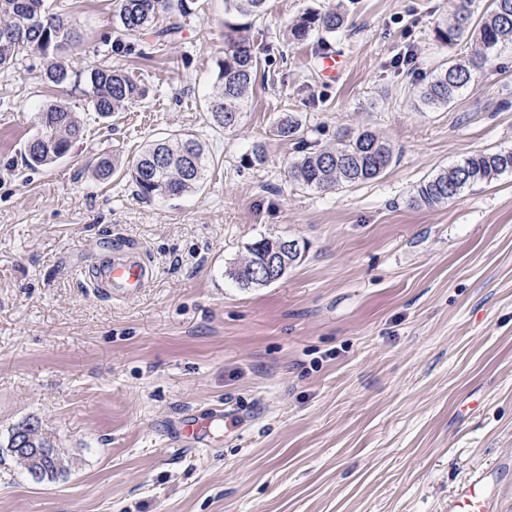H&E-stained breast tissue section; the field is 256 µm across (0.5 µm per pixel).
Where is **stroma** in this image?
Returning a JSON list of instances; mask_svg holds the SVG:
<instances>
[{"mask_svg": "<svg viewBox=\"0 0 512 512\" xmlns=\"http://www.w3.org/2000/svg\"><path fill=\"white\" fill-rule=\"evenodd\" d=\"M65 4L82 39L74 69L109 64L147 89L104 120L82 89L41 79V53L0 74V512H452L482 475L512 512V173L447 203H412L427 176L479 151L512 149V48L448 107L424 108L423 78L449 55L434 38L450 0H267L249 20L259 50L238 125L206 112L224 59V0H195L180 31L113 52L112 0ZM343 4V35L295 44L286 27ZM342 56L336 80L321 58ZM76 112L84 137L27 167L41 106ZM300 113L285 141L275 126ZM368 127L394 159L379 178L313 191L298 157ZM191 133L210 150L194 193L139 199L92 164L135 161ZM263 144L266 161L241 157ZM263 237L296 240L279 281L229 271ZM112 240L145 254L148 288L104 297L78 269ZM223 411L203 444L186 419ZM35 419L72 458L34 481L5 445Z\"/></svg>", "mask_w": 512, "mask_h": 512, "instance_id": "obj_1", "label": "stroma"}]
</instances>
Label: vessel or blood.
<instances>
[{
	"label": "vessel or blood",
	"mask_w": 512,
	"mask_h": 512,
	"mask_svg": "<svg viewBox=\"0 0 512 512\" xmlns=\"http://www.w3.org/2000/svg\"><path fill=\"white\" fill-rule=\"evenodd\" d=\"M102 260L82 267L81 275L99 291L109 295H130L146 288L152 271L138 253L113 252L111 242H104ZM454 512H491L482 480L476 479L461 488L456 496Z\"/></svg>",
	"instance_id": "b4317fda"
}]
</instances>
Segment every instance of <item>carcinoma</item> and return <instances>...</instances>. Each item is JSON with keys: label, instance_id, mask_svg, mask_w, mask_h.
<instances>
[{"label": "carcinoma", "instance_id": "cac0c4a2", "mask_svg": "<svg viewBox=\"0 0 512 512\" xmlns=\"http://www.w3.org/2000/svg\"><path fill=\"white\" fill-rule=\"evenodd\" d=\"M48 0H0V69L14 65L21 52L32 49L43 54L58 51L79 41L67 16L51 12ZM243 17H257L265 11L266 0H225ZM475 0H453L448 18L435 29L437 41L456 50L422 84L420 103L431 109L448 107L455 97L482 73L492 54L512 46V0H488L483 11ZM191 14L188 0H114L113 23L116 37L112 49L126 47L130 37L156 36L180 28V21ZM168 16L170 24L157 28V21ZM346 14L340 9L308 11L289 27L285 37L302 43L312 34L334 36L343 31ZM259 66L257 52L242 25L230 26L225 36L224 62L215 89L207 102L212 124L224 130L235 127L244 104L253 90ZM42 80L55 87L83 86L88 106L103 119H109L135 101L145 98L146 90L128 72L110 65L74 72L63 60L50 62ZM302 123L294 112L277 120L276 131L284 140H293ZM84 129L75 112L64 105L50 104L38 112V131L26 143L24 159L31 168L47 167L64 156L72 143L82 139ZM393 149L369 129L345 132L335 145L303 155L289 167V176L305 189H339L363 183L382 175L391 165ZM207 149L193 134H172L146 145L126 175L142 200L179 197L195 191L204 179ZM512 173V150L478 152L423 180L414 202L428 206L446 203L465 189ZM277 239L262 238L248 249V256L229 275L242 288H259L282 278L299 259L297 246L276 247ZM29 436L48 456L15 462L38 482L53 480L69 472L71 461L41 431L39 422L26 421L14 427L6 448L11 449L19 434Z\"/></svg>", "mask_w": 512, "mask_h": 512}]
</instances>
